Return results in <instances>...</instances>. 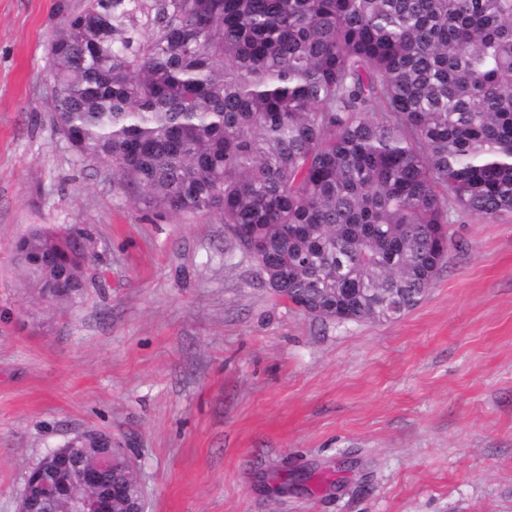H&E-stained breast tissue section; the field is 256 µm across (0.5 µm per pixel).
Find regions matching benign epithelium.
<instances>
[{
  "instance_id": "7a95c632",
  "label": "benign epithelium",
  "mask_w": 512,
  "mask_h": 512,
  "mask_svg": "<svg viewBox=\"0 0 512 512\" xmlns=\"http://www.w3.org/2000/svg\"><path fill=\"white\" fill-rule=\"evenodd\" d=\"M112 436L101 432H86L74 442L49 452L43 466L53 472V480L31 491V474L24 476V488L17 512H36L45 500L66 496L78 490L82 493L75 512H113L116 498L123 496L131 505L130 512H144V487L137 464L125 450L103 446Z\"/></svg>"
}]
</instances>
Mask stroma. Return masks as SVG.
Wrapping results in <instances>:
<instances>
[{"label": "stroma", "instance_id": "stroma-1", "mask_svg": "<svg viewBox=\"0 0 512 512\" xmlns=\"http://www.w3.org/2000/svg\"><path fill=\"white\" fill-rule=\"evenodd\" d=\"M0 0V512L88 431L126 445L146 512H512V212L452 211L446 261L394 321L276 296L215 215L152 213L51 120L59 6ZM91 234L75 301L16 245Z\"/></svg>", "mask_w": 512, "mask_h": 512}]
</instances>
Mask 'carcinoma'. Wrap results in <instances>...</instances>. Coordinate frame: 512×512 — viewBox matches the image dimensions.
I'll use <instances>...</instances> for the list:
<instances>
[{
  "instance_id": "cac0c4a2",
  "label": "carcinoma",
  "mask_w": 512,
  "mask_h": 512,
  "mask_svg": "<svg viewBox=\"0 0 512 512\" xmlns=\"http://www.w3.org/2000/svg\"><path fill=\"white\" fill-rule=\"evenodd\" d=\"M52 120L131 203L219 216L327 320L412 309L448 213L512 212V0H86L49 43ZM32 287L85 288L90 238L35 229Z\"/></svg>"
}]
</instances>
